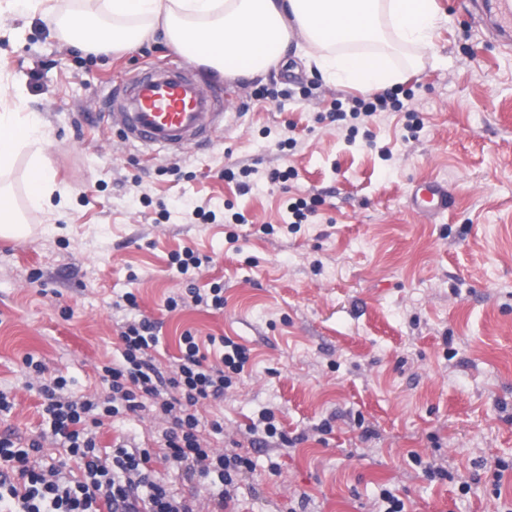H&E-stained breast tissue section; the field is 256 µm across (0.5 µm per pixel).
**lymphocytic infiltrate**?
I'll list each match as a JSON object with an SVG mask.
<instances>
[{
  "label": "lymphocytic infiltrate",
  "instance_id": "f902f5d3",
  "mask_svg": "<svg viewBox=\"0 0 512 512\" xmlns=\"http://www.w3.org/2000/svg\"><path fill=\"white\" fill-rule=\"evenodd\" d=\"M121 357L103 366L105 395L69 399L64 377H50L33 356L24 364L40 379L42 428L37 435H0V512H197L171 483L155 479L153 461L176 477H201L215 488L220 505L233 498L237 476L250 458L214 453L200 433L219 435L223 418L202 422L200 405L222 399L249 360L245 347L219 338V363L208 360L192 332L179 339L180 354L168 370L154 362L159 324L149 317L128 323L120 334ZM153 409L165 426L155 447L117 444L102 459L97 434L104 419Z\"/></svg>",
  "mask_w": 512,
  "mask_h": 512
}]
</instances>
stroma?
<instances>
[{"instance_id":"1","label":"stroma","mask_w":512,"mask_h":512,"mask_svg":"<svg viewBox=\"0 0 512 512\" xmlns=\"http://www.w3.org/2000/svg\"><path fill=\"white\" fill-rule=\"evenodd\" d=\"M437 3L445 22L432 45L394 58L399 88L413 92L403 111L338 128L327 115L351 89L308 72L292 44L286 66L254 78L198 67L207 85L233 89L224 131L154 157L112 127L106 99L123 70L179 54L151 38L93 54L42 12L8 16L0 79L17 84L20 111L44 120L70 196L60 211L29 208L25 153L0 176L29 226L0 238V390L14 403L0 434L28 437L41 422L26 355L66 378L64 396L103 394L99 367L144 314L162 324L161 366L187 330L250 351L242 379L200 410L224 420L210 445L254 464L230 512H381L385 488L405 512H512V51L478 0ZM263 86L282 97H256ZM228 168L250 170L248 194ZM276 170L288 181H271ZM433 178L451 204L427 219L408 198ZM296 198L314 215L297 232L263 234ZM236 212L245 224L231 223ZM184 248L207 258L189 278L168 264ZM191 283L223 284V311L167 309ZM127 292L137 308L121 305ZM264 409L290 444L256 443L248 427ZM161 428L146 410L105 421L97 441L108 452ZM428 465L447 478H427Z\"/></svg>"}]
</instances>
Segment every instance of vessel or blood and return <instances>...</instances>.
<instances>
[{
  "mask_svg": "<svg viewBox=\"0 0 512 512\" xmlns=\"http://www.w3.org/2000/svg\"><path fill=\"white\" fill-rule=\"evenodd\" d=\"M504 43L512 42V0H486ZM109 118L124 139L149 150H182L213 140L224 128V93L206 87L198 74L175 64H145L122 74L112 89ZM409 204L426 217L448 208L444 185L419 182Z\"/></svg>",
  "mask_w": 512,
  "mask_h": 512,
  "instance_id": "obj_1",
  "label": "vessel or blood"
}]
</instances>
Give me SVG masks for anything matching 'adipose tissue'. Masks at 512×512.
<instances>
[{
	"instance_id": "obj_1",
	"label": "adipose tissue",
	"mask_w": 512,
	"mask_h": 512,
	"mask_svg": "<svg viewBox=\"0 0 512 512\" xmlns=\"http://www.w3.org/2000/svg\"><path fill=\"white\" fill-rule=\"evenodd\" d=\"M59 21L62 38L95 53L133 49L157 35L188 62L223 77L259 75L277 64L292 40L330 85L372 90L400 74L387 51L376 49L382 24L401 44H431L442 19L436 0H94ZM0 85V174L21 149L47 143L39 115L4 106L14 94ZM30 207L43 209L66 196L45 153L29 162Z\"/></svg>"
}]
</instances>
